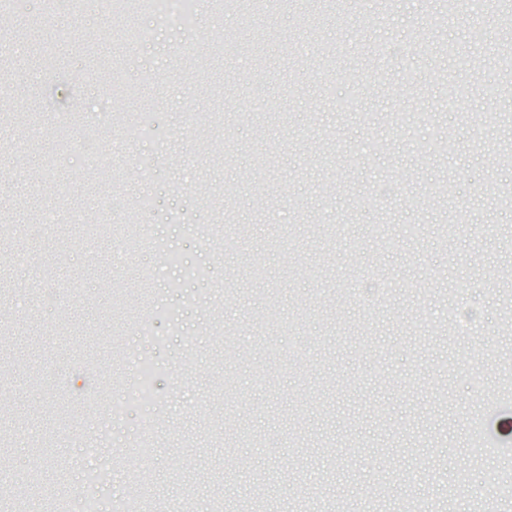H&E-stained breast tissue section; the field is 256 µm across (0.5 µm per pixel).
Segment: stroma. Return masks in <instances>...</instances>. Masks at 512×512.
Masks as SVG:
<instances>
[{
    "label": "stroma",
    "instance_id": "1",
    "mask_svg": "<svg viewBox=\"0 0 512 512\" xmlns=\"http://www.w3.org/2000/svg\"><path fill=\"white\" fill-rule=\"evenodd\" d=\"M444 5L282 0L264 44L242 0L190 27L0 13V485L27 512L77 508L90 466L102 512H506L484 472L512 471V34L500 0L438 30ZM115 66L139 98L102 94ZM76 102L125 119L86 132ZM147 289L162 346L129 320ZM133 353L157 365L149 457L144 412L110 416Z\"/></svg>",
    "mask_w": 512,
    "mask_h": 512
}]
</instances>
